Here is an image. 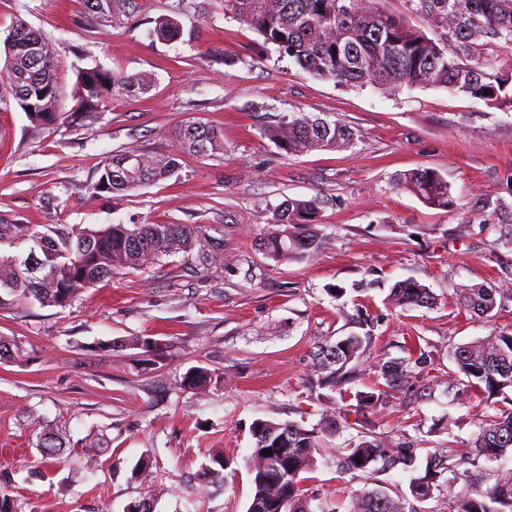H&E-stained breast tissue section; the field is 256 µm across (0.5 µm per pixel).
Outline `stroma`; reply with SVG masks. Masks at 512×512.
Instances as JSON below:
<instances>
[{"mask_svg":"<svg viewBox=\"0 0 512 512\" xmlns=\"http://www.w3.org/2000/svg\"><path fill=\"white\" fill-rule=\"evenodd\" d=\"M135 2L131 17L109 25L84 0H0V41L20 18L54 43L64 106L53 125L35 128L16 103L0 105V224H200L221 231V256L206 268L165 257L64 308L0 299V339L20 350L0 360V489L21 512H125L144 499L154 512H247L253 422L310 428L334 405L314 367L319 345L344 324L334 286L345 288L348 313L373 324L357 389L373 385L378 361L407 357L415 343L434 356L368 423L329 439L304 493L344 508L366 488L407 492L410 472L384 459L367 473L337 471L338 449L364 431L414 444L420 468L428 451L454 442L464 453L456 488L468 475L492 486L496 463L467 450L497 407L461 391L450 352L512 333V244L498 241L512 228V108L444 89L387 96L313 78L225 16L224 0ZM164 15L178 21V40L148 38ZM93 67L150 72L155 84L136 99L104 96L77 125L78 75ZM296 112L346 124L354 146L292 155L264 138L268 122ZM194 122L222 133L223 153L183 157L172 178L117 199L91 193L106 159L173 151ZM419 167L444 177L450 206L398 186ZM288 198L317 200L322 244L279 263L261 243ZM405 280L430 288L436 307L389 305ZM474 283L496 288L492 316L459 306L457 289ZM136 336L153 347L129 345ZM199 367L211 383L184 388ZM49 429L65 446L48 458L39 441ZM98 440L102 448L88 450ZM217 454L228 463L223 481H202ZM142 462L146 482L134 472Z\"/></svg>","mask_w":512,"mask_h":512,"instance_id":"stroma-1","label":"stroma"}]
</instances>
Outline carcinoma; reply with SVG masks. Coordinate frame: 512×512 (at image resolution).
Returning a JSON list of instances; mask_svg holds the SVG:
<instances>
[{"instance_id": "obj_1", "label": "carcinoma", "mask_w": 512, "mask_h": 512, "mask_svg": "<svg viewBox=\"0 0 512 512\" xmlns=\"http://www.w3.org/2000/svg\"><path fill=\"white\" fill-rule=\"evenodd\" d=\"M99 21L114 23L129 12L132 0H85ZM408 10L421 15L427 30L414 28L398 15L379 9L376 0H224V12L256 31L263 44L288 54L305 73L338 85L371 86L386 95L403 88H444L483 101L489 106L512 107V0H405ZM180 35L177 20L162 17L149 36L171 41ZM8 93L27 112L34 127L52 123L59 112L56 48L22 21L13 24L4 41ZM147 73L86 69L80 74L82 112L94 111V100L104 90L137 97L152 87ZM490 94H484V91ZM32 111H27V108ZM263 136L278 149L302 155L345 150L354 145V133L345 124L319 116L296 113L282 116L263 128ZM224 150L221 134L202 123L186 126L175 153L131 150L115 154L98 170L91 184L94 194L120 197L143 185L158 183L180 169L183 153L207 158ZM398 185L430 206L451 203L448 183L431 168H417L400 176ZM314 199L289 198L273 210L276 229L265 239L266 253L286 262L319 248ZM11 237L29 244L26 255L0 256V290L24 302L34 298L46 306H65L86 288L149 267L164 256L182 255L201 266L210 264L205 248L208 235L193 224H109L99 230L58 224L42 232L33 226L0 224V240ZM34 263L45 272L37 279L27 273ZM462 308L487 317L497 306L496 290L484 283L459 289ZM395 308L410 311L437 304L426 286L406 280L388 295ZM345 320L365 330L326 342L317 353L323 386L339 395L342 405L323 417L319 427L307 429L296 422L253 423L255 445L246 460L253 495L247 512H339L325 501L312 504L301 483L313 480L326 438L351 426L349 417L365 415L389 392L405 387L413 371L430 361L424 347L405 360H389L379 367L378 382L369 391L355 390L356 364L372 336L361 313ZM451 358L459 381L467 388L495 396L512 390V334L502 333L461 344ZM510 407L490 417L472 441L475 455L500 461L512 455V397ZM270 449L265 456L262 450ZM388 456L385 442L362 434L336 458L343 472H367ZM455 449L445 446L427 453L424 474L413 477L409 492L416 500L431 496L442 472H455ZM361 462H356V459ZM403 495L382 488L355 494L348 512H416ZM453 512H512V469L498 471L493 486L475 493L463 491Z\"/></svg>"}]
</instances>
